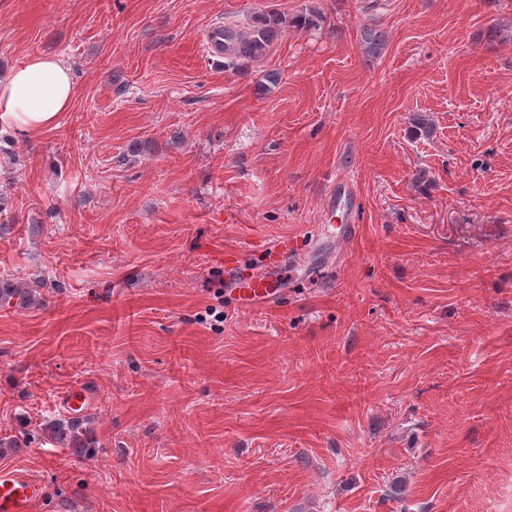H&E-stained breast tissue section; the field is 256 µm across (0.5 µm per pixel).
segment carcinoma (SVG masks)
I'll use <instances>...</instances> for the list:
<instances>
[{
  "instance_id": "cac0c4a2",
  "label": "carcinoma",
  "mask_w": 512,
  "mask_h": 512,
  "mask_svg": "<svg viewBox=\"0 0 512 512\" xmlns=\"http://www.w3.org/2000/svg\"><path fill=\"white\" fill-rule=\"evenodd\" d=\"M314 21L304 15L293 19L269 11L254 17L252 24H224V68L247 72L248 66L263 58L285 30L292 26L297 29L308 28ZM385 34L379 30L367 29L364 33V50L368 58L376 57L382 50ZM280 73L270 71L255 85L256 94L265 96L272 87L279 84ZM44 283L36 282V287L29 288L16 284L10 279L0 278V305H12L20 309H31L43 305L37 297V289ZM40 431L63 448H72L80 454H88L99 447V442L87 427L84 418L61 417L41 425Z\"/></svg>"
}]
</instances>
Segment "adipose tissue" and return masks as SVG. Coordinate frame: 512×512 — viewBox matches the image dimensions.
Returning <instances> with one entry per match:
<instances>
[{
  "instance_id": "adipose-tissue-1",
  "label": "adipose tissue",
  "mask_w": 512,
  "mask_h": 512,
  "mask_svg": "<svg viewBox=\"0 0 512 512\" xmlns=\"http://www.w3.org/2000/svg\"><path fill=\"white\" fill-rule=\"evenodd\" d=\"M74 93L69 67L52 55H31L0 80V129L29 133L53 128L70 110Z\"/></svg>"
}]
</instances>
